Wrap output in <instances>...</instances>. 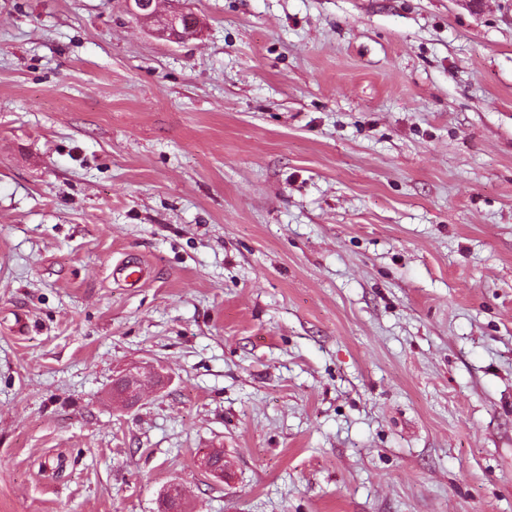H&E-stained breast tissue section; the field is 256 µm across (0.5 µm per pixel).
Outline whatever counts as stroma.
<instances>
[{
  "label": "stroma",
  "mask_w": 512,
  "mask_h": 512,
  "mask_svg": "<svg viewBox=\"0 0 512 512\" xmlns=\"http://www.w3.org/2000/svg\"><path fill=\"white\" fill-rule=\"evenodd\" d=\"M179 5L0 0V512H512V0Z\"/></svg>",
  "instance_id": "obj_1"
}]
</instances>
